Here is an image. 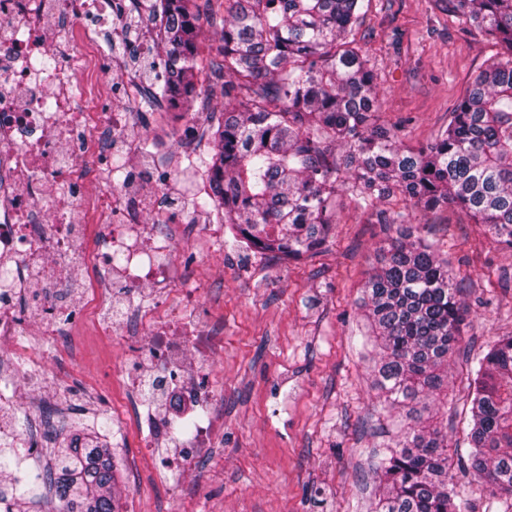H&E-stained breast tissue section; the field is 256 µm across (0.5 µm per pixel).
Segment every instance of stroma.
Masks as SVG:
<instances>
[{
    "mask_svg": "<svg viewBox=\"0 0 512 512\" xmlns=\"http://www.w3.org/2000/svg\"><path fill=\"white\" fill-rule=\"evenodd\" d=\"M354 38L375 74L381 124L399 128L411 147L436 139L449 112L501 52L450 13L448 0H369ZM162 56L153 46L143 58L126 56L125 67L137 79L130 98L114 96L107 71H89L83 81L96 109L129 113L130 133L147 143L153 178L142 187H162L167 230L177 242L174 274L180 287H201L196 320L223 329L224 356L209 369L219 393L212 405L216 434L192 473L173 465L172 444L144 454L136 422L128 423L124 439L108 437L119 461L120 506L125 512H374L372 469L409 424L405 408L390 407L375 388L365 337L364 284L388 239L381 211L357 210L348 195L339 196L332 244L298 262L249 250L229 232L219 241L188 234L187 225L221 221L219 210L197 208L209 185L187 161L209 155L213 142L189 138L191 121L181 113L142 112ZM419 231L443 242L471 323L439 394L421 397L417 409L423 424L446 436L469 512H486L489 491L467 467L469 383L488 342L512 335V253L454 206L429 214ZM219 263L224 276L216 282ZM71 299L64 342L24 339L57 382L59 406L41 421L45 445L22 457L0 443L11 462L8 485L24 495L23 512H41L50 496L36 476L56 434L74 426L94 431L113 410L151 403L147 382L134 392L125 382L126 373L140 367L141 342L104 335L95 310Z\"/></svg>",
    "mask_w": 512,
    "mask_h": 512,
    "instance_id": "1",
    "label": "stroma"
}]
</instances>
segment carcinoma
Returning a JSON list of instances; mask_svg holds the SVG:
<instances>
[{"label":"carcinoma","instance_id":"cac0c4a2","mask_svg":"<svg viewBox=\"0 0 512 512\" xmlns=\"http://www.w3.org/2000/svg\"><path fill=\"white\" fill-rule=\"evenodd\" d=\"M448 4L503 52L435 141L418 148L378 124L373 70L349 39L364 0H156L153 14L165 52L159 97L190 112L200 92L224 97L220 119H210L215 150L196 160L211 190L197 204L220 208L246 246L299 259L329 242L338 193L364 211L396 190L404 195V211L385 220L396 236L380 250L363 301L383 350L377 388L403 407L439 389L470 317L448 254L410 223L453 205L512 251V0ZM203 15L221 24L215 57L199 42ZM471 387L469 467L489 486L487 512H494L500 499L512 500V336L489 346ZM375 473L377 512L467 509L437 428L407 427ZM115 481V454L79 430L44 476L56 512H118Z\"/></svg>","mask_w":512,"mask_h":512}]
</instances>
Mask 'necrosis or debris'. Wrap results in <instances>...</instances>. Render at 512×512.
Segmentation results:
<instances>
[{
    "label": "necrosis or debris",
    "instance_id": "obj_1",
    "mask_svg": "<svg viewBox=\"0 0 512 512\" xmlns=\"http://www.w3.org/2000/svg\"><path fill=\"white\" fill-rule=\"evenodd\" d=\"M112 0H0V351L19 356L18 337L57 339L64 330L37 294L66 275H76L83 302L110 305V281L100 267L127 273L131 281L161 295L172 282L175 242L145 224L166 213L154 199L112 187L117 223L86 224V191L98 176V157L109 143L122 142L133 169L144 166L141 148L128 135L129 117L90 110L76 91L75 74L100 62L95 34L73 41L56 68L36 74L37 59L74 26L112 30ZM196 294L183 290L172 306L113 311L111 323L125 336L144 340L152 390L162 397L155 409L153 438H169L171 413L214 401L211 381L199 375L224 354L219 331L188 323ZM178 440L177 465L194 469L212 446L210 414L186 423Z\"/></svg>",
    "mask_w": 512,
    "mask_h": 512
}]
</instances>
